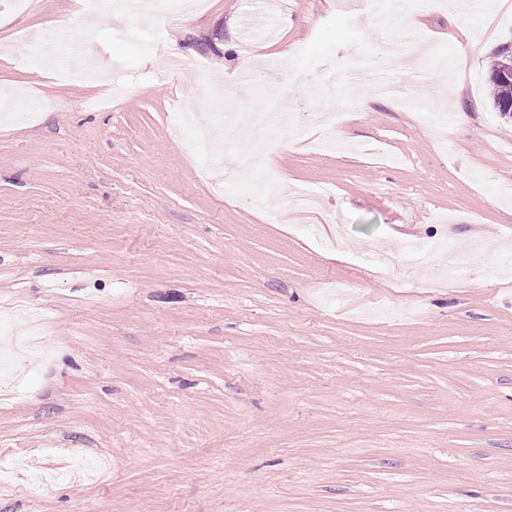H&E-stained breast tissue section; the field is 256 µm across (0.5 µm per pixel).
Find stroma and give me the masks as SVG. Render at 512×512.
<instances>
[{
    "label": "stroma",
    "instance_id": "obj_1",
    "mask_svg": "<svg viewBox=\"0 0 512 512\" xmlns=\"http://www.w3.org/2000/svg\"><path fill=\"white\" fill-rule=\"evenodd\" d=\"M468 2L0 0V308L51 331L0 337V512H512V16ZM283 91L267 164L188 150ZM409 239L490 262L417 271ZM72 449L92 476H58ZM510 62H500L492 65L488 77L490 91L493 102L496 105L500 115L504 118L512 119V82L511 80H501L497 77L496 71L502 65H510Z\"/></svg>",
    "mask_w": 512,
    "mask_h": 512
}]
</instances>
